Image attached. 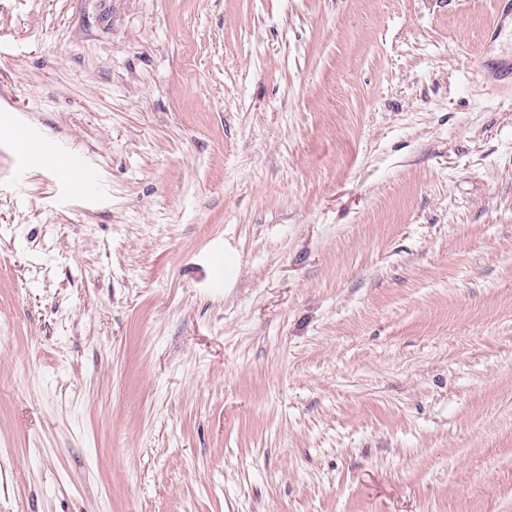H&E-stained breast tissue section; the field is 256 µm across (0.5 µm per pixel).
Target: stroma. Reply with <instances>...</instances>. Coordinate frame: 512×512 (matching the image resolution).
<instances>
[{
  "label": "stroma",
  "instance_id": "obj_1",
  "mask_svg": "<svg viewBox=\"0 0 512 512\" xmlns=\"http://www.w3.org/2000/svg\"><path fill=\"white\" fill-rule=\"evenodd\" d=\"M494 12L0 0V512H512Z\"/></svg>",
  "mask_w": 512,
  "mask_h": 512
}]
</instances>
